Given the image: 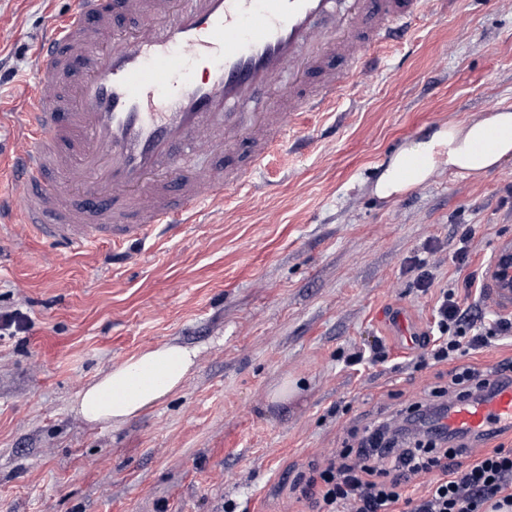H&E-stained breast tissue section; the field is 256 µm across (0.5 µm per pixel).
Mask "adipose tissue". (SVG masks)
<instances>
[{
	"instance_id": "ef3b65f1",
	"label": "adipose tissue",
	"mask_w": 512,
	"mask_h": 512,
	"mask_svg": "<svg viewBox=\"0 0 512 512\" xmlns=\"http://www.w3.org/2000/svg\"><path fill=\"white\" fill-rule=\"evenodd\" d=\"M512 160V107L441 125L426 138L404 143L383 164L373 193L394 199L426 183L436 170L480 178ZM195 350L174 342L127 357L84 385L72 403L86 423L120 426L179 391L196 364Z\"/></svg>"
}]
</instances>
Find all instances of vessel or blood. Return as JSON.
Instances as JSON below:
<instances>
[{
  "mask_svg": "<svg viewBox=\"0 0 512 512\" xmlns=\"http://www.w3.org/2000/svg\"><path fill=\"white\" fill-rule=\"evenodd\" d=\"M434 0H78L48 25L9 128L25 234L62 253L144 244L222 206L305 112H326L348 88L375 82L362 58L390 48ZM356 66L337 71L331 58ZM207 74L196 78L197 62ZM287 95L258 107L259 92ZM252 139L242 178L225 147ZM485 287L512 313V239L498 241ZM441 428L484 435L512 425V383L454 404Z\"/></svg>",
  "mask_w": 512,
  "mask_h": 512,
  "instance_id": "b4317fda",
  "label": "vessel or blood"
}]
</instances>
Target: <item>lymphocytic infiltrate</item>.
<instances>
[{
    "label": "lymphocytic infiltrate",
    "instance_id": "f902f5d3",
    "mask_svg": "<svg viewBox=\"0 0 512 512\" xmlns=\"http://www.w3.org/2000/svg\"><path fill=\"white\" fill-rule=\"evenodd\" d=\"M510 335L511 318L472 314L457 284L441 287L432 323L415 341L430 347L432 362L454 363L447 387L425 391L407 408L366 426L357 447L338 450L319 473L320 512H512V448L478 453L466 434L434 425L427 443L414 445L406 426L411 414L440 416L459 400L489 397L495 380L512 377V358L490 371L465 363L472 351ZM455 452L474 454L475 460L463 469L450 467L448 457ZM436 470L442 477L425 497L406 495L413 478Z\"/></svg>",
    "mask_w": 512,
    "mask_h": 512
}]
</instances>
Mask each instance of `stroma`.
<instances>
[{
    "instance_id": "35a3bbf8",
    "label": "stroma",
    "mask_w": 512,
    "mask_h": 512,
    "mask_svg": "<svg viewBox=\"0 0 512 512\" xmlns=\"http://www.w3.org/2000/svg\"><path fill=\"white\" fill-rule=\"evenodd\" d=\"M76 6L0 0L4 121L46 26ZM437 11L380 54L372 86L301 118L306 145L149 250L65 255L0 223V311L29 322L0 340V512H316L299 479L448 371L418 369L405 335L512 236V161L478 179L440 170L392 201L372 187L400 144L512 105V0ZM429 244L437 285L422 293L408 267ZM172 341L196 368L164 403L118 427L74 413L112 363ZM378 341L384 360L347 364Z\"/></svg>"
}]
</instances>
